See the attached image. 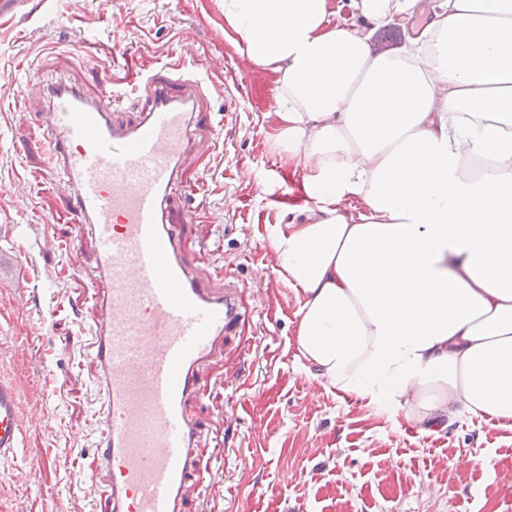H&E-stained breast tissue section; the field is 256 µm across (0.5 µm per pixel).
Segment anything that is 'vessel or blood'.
I'll return each instance as SVG.
<instances>
[{"mask_svg": "<svg viewBox=\"0 0 512 512\" xmlns=\"http://www.w3.org/2000/svg\"><path fill=\"white\" fill-rule=\"evenodd\" d=\"M126 75L130 121L116 117L121 101L64 82L41 89L49 163L72 197L65 220L76 240L91 236L97 277L93 512H187L191 488L211 473L189 406L207 391L204 367L227 336L244 335L252 310L235 282L194 275L174 205L194 133L212 127L204 80L181 60ZM23 426L18 391L0 377V461L16 456Z\"/></svg>", "mask_w": 512, "mask_h": 512, "instance_id": "1", "label": "vessel or blood"}]
</instances>
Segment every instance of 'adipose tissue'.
I'll list each match as a JSON object with an SVG mask.
<instances>
[{"instance_id":"1","label":"adipose tissue","mask_w":512,"mask_h":512,"mask_svg":"<svg viewBox=\"0 0 512 512\" xmlns=\"http://www.w3.org/2000/svg\"><path fill=\"white\" fill-rule=\"evenodd\" d=\"M279 76L277 145L310 204L273 240L297 351L343 397L426 429L512 423V0H223ZM428 21L373 50L371 27ZM365 211L351 215L349 198Z\"/></svg>"}]
</instances>
